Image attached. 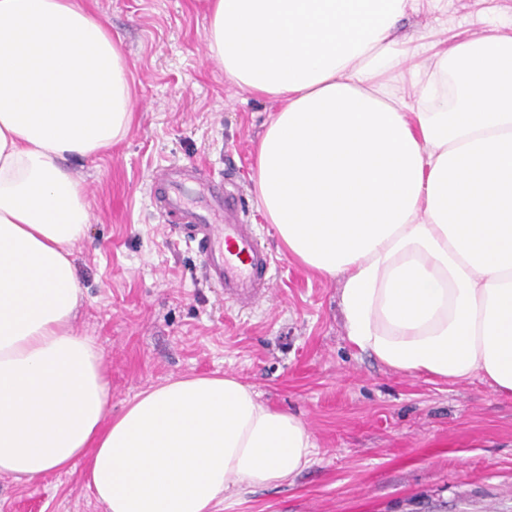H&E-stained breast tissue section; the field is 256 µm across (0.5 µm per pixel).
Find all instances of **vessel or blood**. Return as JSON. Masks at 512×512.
Masks as SVG:
<instances>
[{
  "mask_svg": "<svg viewBox=\"0 0 512 512\" xmlns=\"http://www.w3.org/2000/svg\"><path fill=\"white\" fill-rule=\"evenodd\" d=\"M152 192L166 223L196 246L205 279L223 291L225 301L256 306L270 286L275 260L256 225L248 222L239 197L193 163L158 170Z\"/></svg>",
  "mask_w": 512,
  "mask_h": 512,
  "instance_id": "1",
  "label": "vessel or blood"
}]
</instances>
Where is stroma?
I'll list each match as a JSON object with an SVG mask.
<instances>
[{
	"mask_svg": "<svg viewBox=\"0 0 512 512\" xmlns=\"http://www.w3.org/2000/svg\"><path fill=\"white\" fill-rule=\"evenodd\" d=\"M122 38L135 121L110 154L71 161L92 222L74 249L85 302L73 321L103 351L112 413L149 386L231 374L311 428L313 462L276 487L241 491L223 512H512V398L476 379L394 371L346 339L340 283L288 257L266 224L251 175L275 101L248 95L206 59L201 0H87ZM401 36L430 51L464 35L512 34V0H441L407 11ZM200 165L234 174L273 252L254 309L225 303L201 258L155 211L154 171ZM84 463L35 483L0 475V512H104Z\"/></svg>",
	"mask_w": 512,
	"mask_h": 512,
	"instance_id": "obj_1",
	"label": "stroma"
}]
</instances>
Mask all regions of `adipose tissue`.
Wrapping results in <instances>:
<instances>
[{"mask_svg":"<svg viewBox=\"0 0 512 512\" xmlns=\"http://www.w3.org/2000/svg\"><path fill=\"white\" fill-rule=\"evenodd\" d=\"M440 0H206L210 58L280 108L254 192L284 252L340 278L346 337L402 373L512 396V35L404 73L396 36ZM121 41L84 0H0V474L85 463L105 512H216L307 467L309 426L232 375L147 387L119 414L77 335L92 220L68 162L134 120Z\"/></svg>","mask_w":512,"mask_h":512,"instance_id":"adipose-tissue-1","label":"adipose tissue"}]
</instances>
